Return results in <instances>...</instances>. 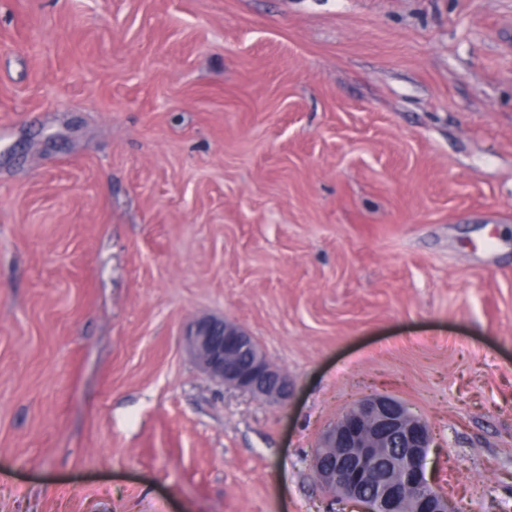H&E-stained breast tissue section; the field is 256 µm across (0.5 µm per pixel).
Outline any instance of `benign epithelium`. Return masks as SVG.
Instances as JSON below:
<instances>
[{
  "label": "benign epithelium",
  "mask_w": 512,
  "mask_h": 512,
  "mask_svg": "<svg viewBox=\"0 0 512 512\" xmlns=\"http://www.w3.org/2000/svg\"><path fill=\"white\" fill-rule=\"evenodd\" d=\"M184 343L212 380L269 401L290 397L288 377L238 324L198 319ZM431 441L425 421L399 401L376 394L354 403L324 432L312 466L353 512H456L426 477L423 461Z\"/></svg>",
  "instance_id": "benign-epithelium-1"
}]
</instances>
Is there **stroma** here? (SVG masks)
Here are the masks:
<instances>
[{
    "label": "stroma",
    "mask_w": 512,
    "mask_h": 512,
    "mask_svg": "<svg viewBox=\"0 0 512 512\" xmlns=\"http://www.w3.org/2000/svg\"><path fill=\"white\" fill-rule=\"evenodd\" d=\"M371 393L512 512V0H0V512H330ZM184 337L186 350L212 380L269 401H287L290 397L288 377L253 346L252 337L237 323L201 318L188 327ZM242 351L250 352L245 365L235 361Z\"/></svg>",
    "instance_id": "stroma-1"
}]
</instances>
